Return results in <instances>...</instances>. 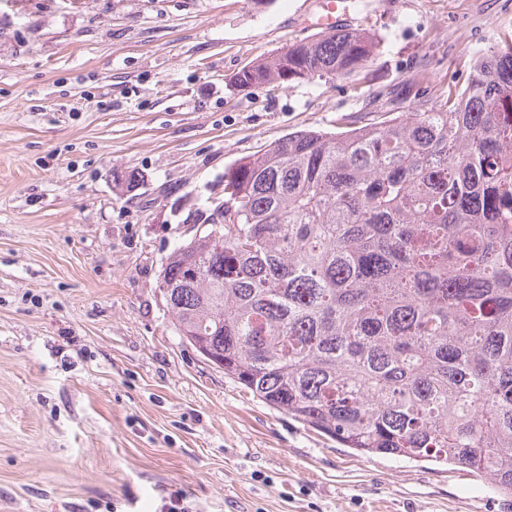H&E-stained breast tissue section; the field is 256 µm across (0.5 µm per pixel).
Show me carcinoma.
Listing matches in <instances>:
<instances>
[{
  "instance_id": "obj_1",
  "label": "carcinoma",
  "mask_w": 512,
  "mask_h": 512,
  "mask_svg": "<svg viewBox=\"0 0 512 512\" xmlns=\"http://www.w3.org/2000/svg\"><path fill=\"white\" fill-rule=\"evenodd\" d=\"M380 44L335 29L237 73L343 80ZM224 222L161 271L181 342L267 406L364 454L480 473L512 495V35L459 90L224 171Z\"/></svg>"
}]
</instances>
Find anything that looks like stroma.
<instances>
[{
	"label": "stroma",
	"mask_w": 512,
	"mask_h": 512,
	"mask_svg": "<svg viewBox=\"0 0 512 512\" xmlns=\"http://www.w3.org/2000/svg\"><path fill=\"white\" fill-rule=\"evenodd\" d=\"M327 0H0V512H512L484 475L366 456L181 344L155 290L224 171L408 112L512 33V0H357L346 80L236 73Z\"/></svg>",
	"instance_id": "1"
}]
</instances>
